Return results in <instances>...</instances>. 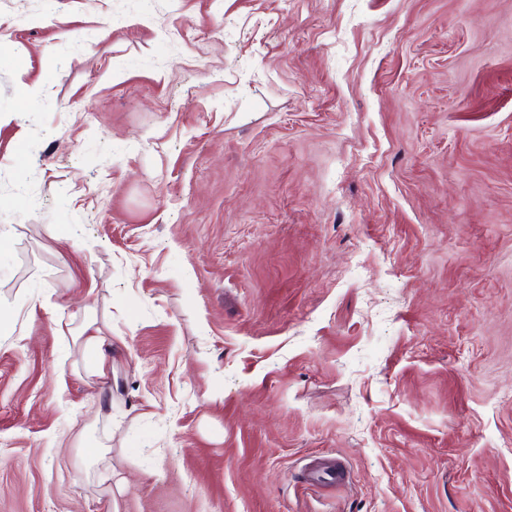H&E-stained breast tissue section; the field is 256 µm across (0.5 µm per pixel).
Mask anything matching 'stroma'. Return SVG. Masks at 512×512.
Here are the masks:
<instances>
[{
  "mask_svg": "<svg viewBox=\"0 0 512 512\" xmlns=\"http://www.w3.org/2000/svg\"><path fill=\"white\" fill-rule=\"evenodd\" d=\"M2 228L0 512H512V0H0ZM108 331L109 325L105 321L92 317L74 336L75 343L94 354L89 369L99 377H106L109 369L112 370V336L107 335Z\"/></svg>",
  "mask_w": 512,
  "mask_h": 512,
  "instance_id": "obj_1",
  "label": "stroma"
}]
</instances>
